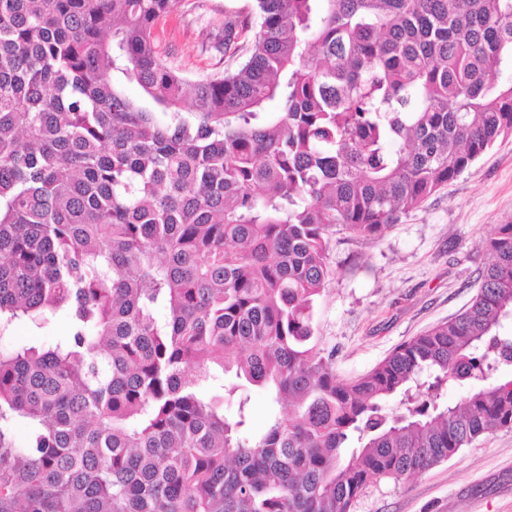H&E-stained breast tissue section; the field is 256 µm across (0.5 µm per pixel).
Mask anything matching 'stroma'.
<instances>
[{
  "label": "stroma",
  "instance_id": "1",
  "mask_svg": "<svg viewBox=\"0 0 512 512\" xmlns=\"http://www.w3.org/2000/svg\"><path fill=\"white\" fill-rule=\"evenodd\" d=\"M249 29L224 42V18ZM254 0H177L156 46L190 80L223 77L246 58ZM512 221V138L497 142L448 187L376 238L332 236L333 274L314 309L338 379H356L394 348L463 312L491 256L484 242ZM350 512H512V429H495L408 480L370 483Z\"/></svg>",
  "mask_w": 512,
  "mask_h": 512
}]
</instances>
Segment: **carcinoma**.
Masks as SVG:
<instances>
[{"label":"carcinoma","mask_w":512,"mask_h":512,"mask_svg":"<svg viewBox=\"0 0 512 512\" xmlns=\"http://www.w3.org/2000/svg\"><path fill=\"white\" fill-rule=\"evenodd\" d=\"M255 2L247 60L189 81L176 0H0V331L69 322L0 352V512H349L512 428L511 221L467 310L365 375L313 323L331 234L512 136V0Z\"/></svg>","instance_id":"1"}]
</instances>
